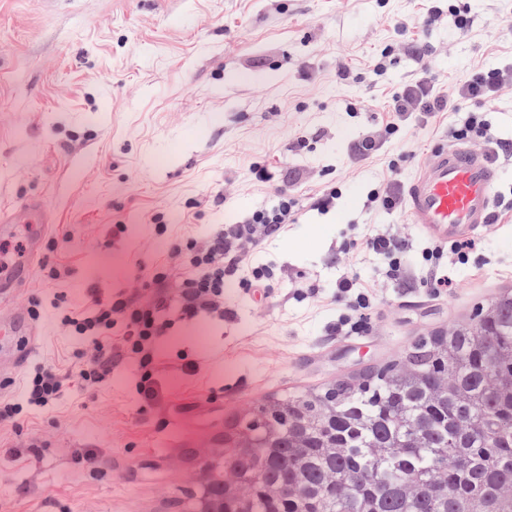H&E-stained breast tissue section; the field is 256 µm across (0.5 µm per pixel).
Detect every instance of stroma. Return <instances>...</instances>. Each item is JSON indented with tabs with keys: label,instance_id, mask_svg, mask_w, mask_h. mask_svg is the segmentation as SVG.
Here are the masks:
<instances>
[{
	"label": "stroma",
	"instance_id": "obj_1",
	"mask_svg": "<svg viewBox=\"0 0 512 512\" xmlns=\"http://www.w3.org/2000/svg\"><path fill=\"white\" fill-rule=\"evenodd\" d=\"M450 3L467 6L469 31L448 13L423 25L430 0H0V209L34 196L53 218L41 257L0 299V331L21 318L30 329L22 362L0 352V397L22 401L39 364L76 372L94 347L64 311L98 296L146 301L140 270L172 244L204 240L281 187L303 200L342 190L335 210H303L248 254L223 317L153 340L159 399L137 392L129 356L101 386L65 384L48 407L24 408L20 427L0 424V512H198L238 420L399 363L512 291V217L472 234L442 287L408 211L364 205L379 184L411 183L461 112L488 113L512 141V87L408 120L366 161L350 153L415 76L410 45L431 47L444 94L512 62V0ZM262 165L284 185L258 182ZM372 234L408 243L407 278L363 248ZM256 266L273 268L268 287H241ZM351 272L367 308L350 310L336 286Z\"/></svg>",
	"mask_w": 512,
	"mask_h": 512
}]
</instances>
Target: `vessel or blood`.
Masks as SVG:
<instances>
[{"label": "vessel or blood", "instance_id": "1", "mask_svg": "<svg viewBox=\"0 0 512 512\" xmlns=\"http://www.w3.org/2000/svg\"><path fill=\"white\" fill-rule=\"evenodd\" d=\"M500 179L498 167L488 152L463 145L436 147L409 187L413 223L431 228L441 240L456 239L473 226L490 223L493 194ZM51 222L40 199L30 197L0 214V238L17 227L27 230L21 254L0 265V296H10L32 257L40 255Z\"/></svg>", "mask_w": 512, "mask_h": 512}]
</instances>
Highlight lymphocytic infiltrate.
<instances>
[{
  "label": "lymphocytic infiltrate",
  "mask_w": 512,
  "mask_h": 512,
  "mask_svg": "<svg viewBox=\"0 0 512 512\" xmlns=\"http://www.w3.org/2000/svg\"><path fill=\"white\" fill-rule=\"evenodd\" d=\"M418 72L415 78L393 93L385 131L392 134L411 116L429 123L444 112L459 109L460 100L488 101L504 85H512V63L488 71L476 72L470 80L458 86L453 95L438 92L425 48L414 51ZM451 138L482 140L495 156L512 155V142L495 137L484 113L469 112L462 116L458 127L451 129ZM299 199L280 190L271 206L248 212L231 224L217 229L204 246L194 240L174 246L172 262L156 266L142 274L145 287L151 288L152 298L141 304L130 298H95L92 308L67 312L64 323L77 336L88 337L96 353L77 372L78 385L87 389L103 383L112 373V330L120 328L127 354L138 357L143 374L138 391L145 399L159 396V386L153 377V355L150 344L154 337L169 330L173 322L166 313L178 305L180 315L194 318L199 314H223L224 280L234 275L250 249L258 247L265 238L279 232L284 225L294 223L299 213ZM188 268L177 291H170L169 281L174 265Z\"/></svg>",
  "instance_id": "lymphocytic-infiltrate-1"
}]
</instances>
